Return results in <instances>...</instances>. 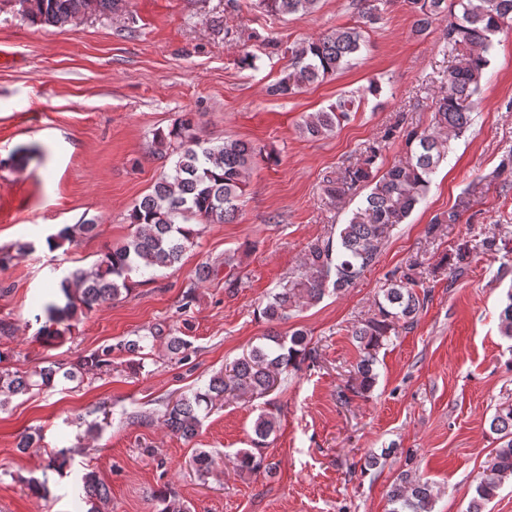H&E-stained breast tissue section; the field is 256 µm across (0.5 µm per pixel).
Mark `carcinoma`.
I'll return each mask as SVG.
<instances>
[{"instance_id":"carcinoma-1","label":"carcinoma","mask_w":512,"mask_h":512,"mask_svg":"<svg viewBox=\"0 0 512 512\" xmlns=\"http://www.w3.org/2000/svg\"><path fill=\"white\" fill-rule=\"evenodd\" d=\"M461 8L442 29V39L455 53L456 64L444 77L446 91L436 101L434 125L429 130H405L407 156L378 177L372 169L379 155L373 145L361 160L328 181L326 195L341 201L354 195L363 186H370L361 204L353 211L349 222L341 225L334 235L311 243L305 254L303 268L288 285L271 294L261 310L269 323L289 318L292 311L320 302L329 293L341 294L356 287L379 257L391 230L403 224L424 197L431 176L446 158L447 139L465 131L470 124V104L477 94L487 54L493 38L512 31V0H408L416 13L415 27L419 33L428 31L436 21L447 17L448 2ZM19 12L34 24L65 27L78 20L105 15L115 10L117 0H16ZM318 0H260L266 11L282 15H306L314 11ZM363 37L357 27H340L302 42L293 51L288 73L276 85V92L287 95L334 75L350 65L362 49ZM357 99L343 96L326 110L303 116L301 133L318 138L334 131L340 120L352 111ZM191 113L178 117L168 131H157L151 141V154L172 160L169 171L154 183L151 192L131 209L129 223L134 232L124 244L107 250L94 266L78 268L58 282L65 304L53 302L44 306L47 324L40 333L49 341L70 331L52 325L67 322L85 311L130 290L132 274L155 272L181 263L208 224L232 221L238 211L237 202L246 179L261 149L249 141L226 138L219 143L205 140L193 133ZM95 224H67L46 238L48 248L55 249L92 232ZM478 248L486 254L500 257L501 268L512 262V247L495 235L482 239ZM30 241L17 242L7 249L0 248V268H6L18 255L34 251ZM391 276L390 286L383 289V300L376 302L377 313L359 323L352 336L359 344L361 356L356 364L357 383L340 392L338 398L349 400L348 393L364 396L376 383L374 365L376 350L398 330L411 327L424 306V299L415 291L417 279L413 270ZM500 333L512 340V288L500 313ZM162 340L172 355L188 357L189 343L180 336L152 327L149 334L126 339L113 347L106 345L79 361L67 365L53 363L30 374L0 370V408L10 397L25 394L52 384L58 373L73 380L88 373L112 371L114 350L132 354V366L142 368L146 349ZM267 343L255 346L248 355L233 362L229 370L213 375L208 384L181 395L167 406L164 425L183 439L194 437L202 424V413L228 393L263 394L273 388L277 377L296 369L311 358L307 334L295 330L289 335L273 332ZM275 419L260 414L254 424L258 443H264L275 429ZM489 430L497 435L495 448L470 499L466 512H485L486 505L508 481L512 482V403L496 407ZM262 449L237 453L235 466L258 472L266 467ZM196 472L209 474L217 465L216 458L205 450L192 458ZM84 500L90 504L87 512H98L97 503L108 498L109 490L91 470L82 476ZM438 495L429 482L409 471L401 472L388 491L392 512H433ZM158 512H185L180 499L171 490L159 493Z\"/></svg>"}]
</instances>
